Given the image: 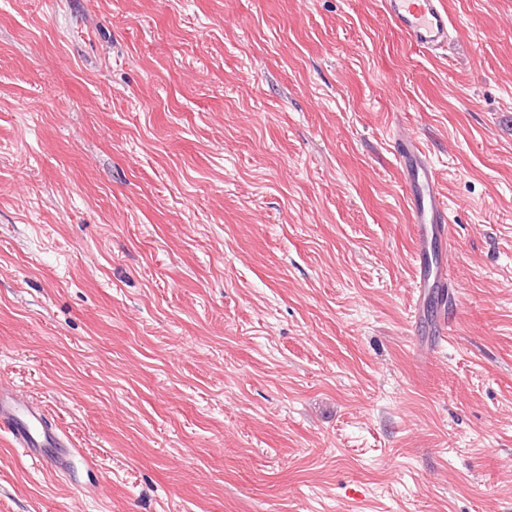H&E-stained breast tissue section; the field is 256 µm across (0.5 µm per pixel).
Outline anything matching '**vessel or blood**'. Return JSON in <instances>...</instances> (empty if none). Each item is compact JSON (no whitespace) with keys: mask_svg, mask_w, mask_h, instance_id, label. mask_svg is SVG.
Segmentation results:
<instances>
[{"mask_svg":"<svg viewBox=\"0 0 512 512\" xmlns=\"http://www.w3.org/2000/svg\"><path fill=\"white\" fill-rule=\"evenodd\" d=\"M384 7L412 44L428 51L447 47L451 24L444 0H384ZM396 145L416 237L415 288L423 301L425 318L443 333L453 309L448 304V272L435 247L447 235V202L420 141L402 133ZM0 432L31 460L55 469H69L79 455L42 407L7 385L0 386Z\"/></svg>","mask_w":512,"mask_h":512,"instance_id":"obj_1","label":"vessel or blood"}]
</instances>
